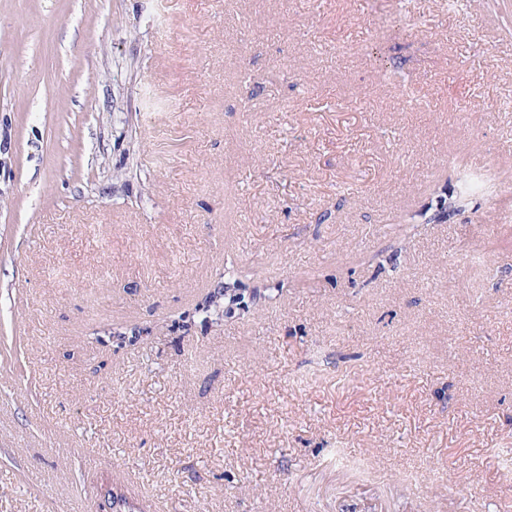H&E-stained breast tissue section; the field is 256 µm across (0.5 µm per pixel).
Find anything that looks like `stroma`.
Here are the masks:
<instances>
[{
  "mask_svg": "<svg viewBox=\"0 0 512 512\" xmlns=\"http://www.w3.org/2000/svg\"><path fill=\"white\" fill-rule=\"evenodd\" d=\"M0 157V512H512V0H0Z\"/></svg>",
  "mask_w": 512,
  "mask_h": 512,
  "instance_id": "obj_1",
  "label": "stroma"
}]
</instances>
